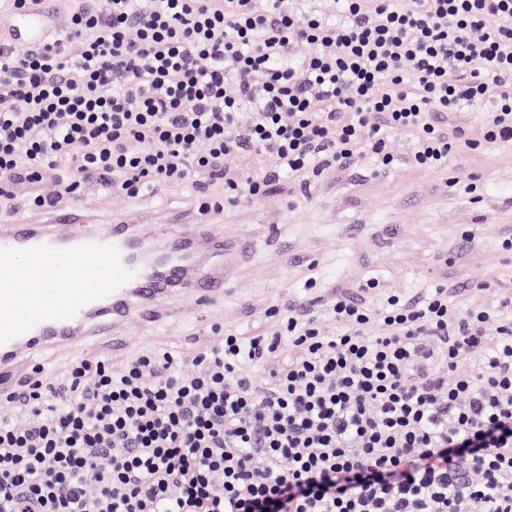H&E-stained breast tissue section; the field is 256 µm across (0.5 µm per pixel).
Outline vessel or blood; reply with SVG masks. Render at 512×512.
Segmentation results:
<instances>
[{
  "label": "vessel or blood",
  "instance_id": "1",
  "mask_svg": "<svg viewBox=\"0 0 512 512\" xmlns=\"http://www.w3.org/2000/svg\"><path fill=\"white\" fill-rule=\"evenodd\" d=\"M60 18L33 11L14 19L16 43L36 47ZM55 225L13 224L0 232V399L13 393L34 369L19 366L21 352H35L71 337L83 323L88 334L120 343L116 327L134 317L142 327L159 321L160 298L180 284L191 242L171 234V248L157 272L146 273L135 261L139 247L122 224L79 238L62 236ZM194 288L203 304L224 291V278L198 272Z\"/></svg>",
  "mask_w": 512,
  "mask_h": 512
}]
</instances>
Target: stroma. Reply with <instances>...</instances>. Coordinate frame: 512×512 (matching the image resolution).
<instances>
[{"label":"stroma","instance_id":"stroma-1","mask_svg":"<svg viewBox=\"0 0 512 512\" xmlns=\"http://www.w3.org/2000/svg\"><path fill=\"white\" fill-rule=\"evenodd\" d=\"M388 148L397 164L387 174L331 171L312 179L297 200L277 182L251 206L204 214L190 188L140 200L82 196L78 208L106 224H137L149 235L160 224H205L212 236L251 241L254 252L245 261H225L228 282L209 308L199 307L194 292L182 291L168 301L169 312L155 328L127 323L121 347L61 343L40 354L39 362L58 373L82 356L119 364L156 346L188 352L218 343L227 331L248 336L271 329L267 308L301 296L313 265L342 292L374 275L382 288L400 293L436 283L478 284L481 292L459 296V304L497 303L501 291L488 282L512 271V253L497 246L504 227L512 226V150H463L449 158L447 170L428 171L411 163L407 139L394 138ZM455 180L476 181L478 199L454 190ZM474 225L477 237L463 243L462 233Z\"/></svg>","mask_w":512,"mask_h":512}]
</instances>
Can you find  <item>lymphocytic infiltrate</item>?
Wrapping results in <instances>:
<instances>
[{"label": "lymphocytic infiltrate", "instance_id": "f902f5d3", "mask_svg": "<svg viewBox=\"0 0 512 512\" xmlns=\"http://www.w3.org/2000/svg\"><path fill=\"white\" fill-rule=\"evenodd\" d=\"M400 134L430 170L512 148V0H84L40 46L0 33L6 217L91 191L247 206L384 174ZM304 288L271 331L35 376L0 421V512H512V293Z\"/></svg>", "mask_w": 512, "mask_h": 512}]
</instances>
